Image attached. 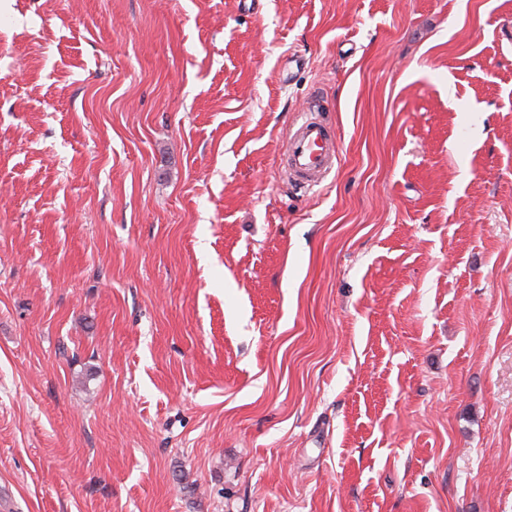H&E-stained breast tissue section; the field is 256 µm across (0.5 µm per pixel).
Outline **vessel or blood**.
I'll use <instances>...</instances> for the list:
<instances>
[{
    "mask_svg": "<svg viewBox=\"0 0 512 512\" xmlns=\"http://www.w3.org/2000/svg\"><path fill=\"white\" fill-rule=\"evenodd\" d=\"M337 159V141L332 127L314 117L295 123L288 138V176L302 185L320 183Z\"/></svg>",
    "mask_w": 512,
    "mask_h": 512,
    "instance_id": "b4317fda",
    "label": "vessel or blood"
}]
</instances>
